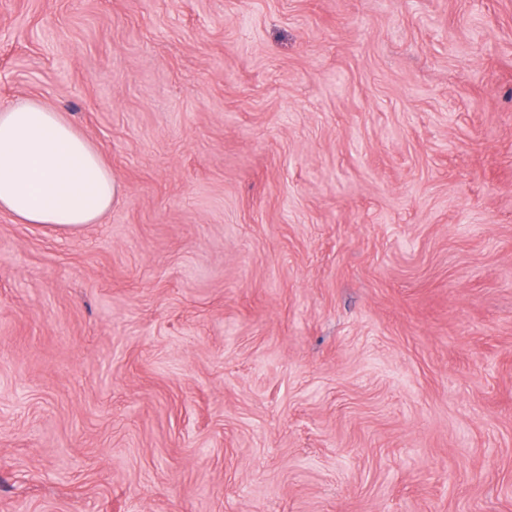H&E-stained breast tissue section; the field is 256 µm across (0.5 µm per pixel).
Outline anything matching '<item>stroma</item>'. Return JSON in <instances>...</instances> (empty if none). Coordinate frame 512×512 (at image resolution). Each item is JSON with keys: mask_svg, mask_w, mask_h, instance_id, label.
Returning <instances> with one entry per match:
<instances>
[{"mask_svg": "<svg viewBox=\"0 0 512 512\" xmlns=\"http://www.w3.org/2000/svg\"><path fill=\"white\" fill-rule=\"evenodd\" d=\"M122 187L0 212V512H512V0H0V107Z\"/></svg>", "mask_w": 512, "mask_h": 512, "instance_id": "1", "label": "stroma"}]
</instances>
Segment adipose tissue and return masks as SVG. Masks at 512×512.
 <instances>
[{"instance_id": "ef3b65f1", "label": "adipose tissue", "mask_w": 512, "mask_h": 512, "mask_svg": "<svg viewBox=\"0 0 512 512\" xmlns=\"http://www.w3.org/2000/svg\"><path fill=\"white\" fill-rule=\"evenodd\" d=\"M119 198L111 168L62 113L36 100L0 109V212L76 233Z\"/></svg>"}]
</instances>
